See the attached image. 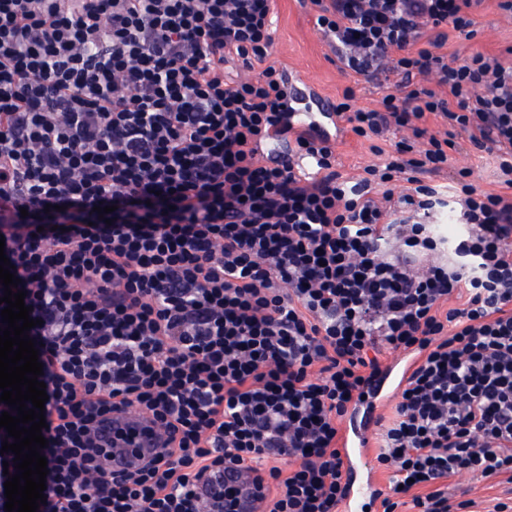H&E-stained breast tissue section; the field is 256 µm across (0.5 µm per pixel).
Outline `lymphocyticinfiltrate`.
<instances>
[{
    "instance_id": "obj_1",
    "label": "lymphocytic infiltrate",
    "mask_w": 512,
    "mask_h": 512,
    "mask_svg": "<svg viewBox=\"0 0 512 512\" xmlns=\"http://www.w3.org/2000/svg\"><path fill=\"white\" fill-rule=\"evenodd\" d=\"M479 3L313 0L345 69L395 78L378 107L335 105L383 158L346 176L288 123L274 0H0V237L48 395L38 512H239L237 469L262 512H336L341 423L404 353L375 420L382 512H471L461 481L512 483V64L446 51ZM272 132L315 176L263 160ZM461 134L497 190L433 183ZM122 410L165 446L116 477L97 429Z\"/></svg>"
}]
</instances>
